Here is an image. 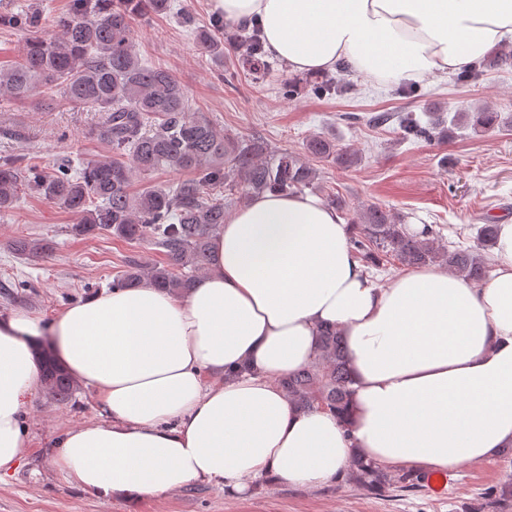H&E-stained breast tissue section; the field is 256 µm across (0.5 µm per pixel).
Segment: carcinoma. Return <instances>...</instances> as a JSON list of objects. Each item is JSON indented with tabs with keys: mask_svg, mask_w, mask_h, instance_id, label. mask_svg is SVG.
Instances as JSON below:
<instances>
[{
	"mask_svg": "<svg viewBox=\"0 0 512 512\" xmlns=\"http://www.w3.org/2000/svg\"><path fill=\"white\" fill-rule=\"evenodd\" d=\"M172 10V0H72L65 14L52 19L28 11L0 14V27L32 33L21 59L0 67V96L25 104L38 91L45 96L59 91L71 105L105 113L99 136L112 145V157L87 162L77 175L68 166L33 168L24 179L17 162L1 161L0 211L11 209L27 190L72 213L71 231L77 236L110 233L165 253L164 263L128 261L127 269L112 280L114 289L149 284L165 292L188 291L208 270L211 240L224 226L227 211L220 189L246 201L266 193L302 192L315 187L319 176L309 159L348 166L359 161L356 152L319 134L306 140L302 154L283 149L265 158L254 144L224 136L203 113L192 111L184 85L170 70L143 63L132 36L136 19ZM239 28L247 42L246 65L257 82L266 76L263 41L256 27ZM196 40L206 53L221 51L209 28L197 30ZM309 86L328 93L336 89V78L315 74ZM500 123V114L483 106L455 112L446 121L431 116L424 124L408 115L400 130L404 139L418 141L458 129L491 132ZM158 172H189L193 177L170 186L148 183L130 192L134 178ZM497 235L498 225L483 224L477 228L476 245L449 247L431 225L413 230L405 217L368 204L351 224L348 246L369 267L388 259L407 267L438 265L478 283L490 277L488 250ZM12 250L30 256L46 246L17 239ZM321 342L314 361L280 385L296 406L328 411L343 421L350 396L345 348L334 327L322 329ZM41 356L46 390L57 401L71 399L72 379L47 353ZM354 466L365 486L389 488L386 468L359 459Z\"/></svg>",
	"mask_w": 512,
	"mask_h": 512,
	"instance_id": "cac0c4a2",
	"label": "carcinoma"
}]
</instances>
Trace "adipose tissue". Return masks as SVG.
Listing matches in <instances>:
<instances>
[{
    "label": "adipose tissue",
    "mask_w": 512,
    "mask_h": 512,
    "mask_svg": "<svg viewBox=\"0 0 512 512\" xmlns=\"http://www.w3.org/2000/svg\"><path fill=\"white\" fill-rule=\"evenodd\" d=\"M257 21L296 73L346 60L421 83L512 40V0H216ZM336 208L265 194L231 212L205 276L184 295L104 290L50 322L0 314V473L21 459V415L41 385L34 350L89 389L101 414L64 432L53 468L101 499L160 497L197 483L228 494L276 477L317 488L353 459L456 469L512 446V222L483 287L439 267L376 286ZM336 327L351 379L349 424L291 404L282 378Z\"/></svg>",
    "instance_id": "adipose-tissue-1"
}]
</instances>
